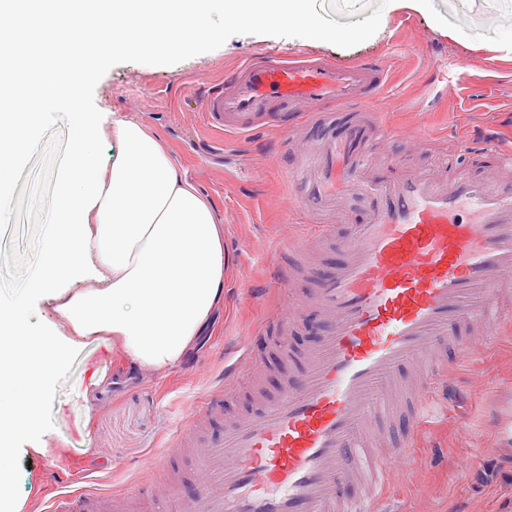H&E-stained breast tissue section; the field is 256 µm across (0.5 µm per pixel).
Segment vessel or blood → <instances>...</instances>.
<instances>
[{
	"instance_id": "b4317fda",
	"label": "vessel or blood",
	"mask_w": 512,
	"mask_h": 512,
	"mask_svg": "<svg viewBox=\"0 0 512 512\" xmlns=\"http://www.w3.org/2000/svg\"><path fill=\"white\" fill-rule=\"evenodd\" d=\"M386 71L379 61L256 56L206 99L211 121L226 131H249L257 113L282 110L321 123L315 151L290 180L300 208L345 213L348 233L344 260L309 299L326 334L306 354L300 381L230 423L199 455L191 495L163 484L179 512H372L391 462L368 447L365 432L407 394L424 422L427 387L448 373L442 350L458 351L456 331L468 324L492 335L512 294L511 181L367 168L368 144L386 133L362 106ZM331 104L348 116L340 139L322 123ZM353 197L364 201L361 212L348 210ZM411 361L421 364L412 385L397 375ZM96 508L95 497L66 492L53 512Z\"/></svg>"
}]
</instances>
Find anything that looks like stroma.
<instances>
[{"label": "stroma", "mask_w": 512, "mask_h": 512, "mask_svg": "<svg viewBox=\"0 0 512 512\" xmlns=\"http://www.w3.org/2000/svg\"><path fill=\"white\" fill-rule=\"evenodd\" d=\"M311 7L339 40L303 28L229 29L217 6L210 24L225 28L223 43L204 42L185 55L116 54L84 78L81 111L121 112L143 122L173 152L180 174L211 200L232 265L223 305L165 375L139 369L101 341L70 353L38 405L45 452L31 451L23 439L8 458L22 512H47L61 492L120 495L157 477L159 451L223 384L227 359L245 347L259 367L225 401L221 416L205 421L211 440L279 395L284 382L297 381L305 354L324 334L310 311L286 332L272 321L286 304L305 302L343 258L341 215L303 212L288 187L314 129L285 117L227 135L207 122L209 91L243 61L385 58L386 86L371 108L388 135L368 148L375 164L408 162L458 178L501 169L512 176V160L463 149L464 141L482 137L512 146V0H429L422 12L391 0H313ZM72 138L73 116L64 106L44 118L13 175L0 224L2 295L25 294L39 266ZM463 334L471 348L435 384L425 423L412 428L402 414L380 430V452L407 442L414 451L394 463L378 512H512V319L502 322L489 349L475 330Z\"/></svg>", "instance_id": "stroma-1"}]
</instances>
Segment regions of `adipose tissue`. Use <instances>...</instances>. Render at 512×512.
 <instances>
[{"mask_svg":"<svg viewBox=\"0 0 512 512\" xmlns=\"http://www.w3.org/2000/svg\"><path fill=\"white\" fill-rule=\"evenodd\" d=\"M211 0H39L33 9L0 0V213L12 172L41 130L45 113L80 97L84 77L106 57L145 50L190 53L211 28ZM237 25L303 27L322 34L311 0H224ZM55 28L66 33L72 68L43 75L30 91L13 38ZM117 151L101 165L96 143ZM49 243L27 294L0 299V457L38 427L37 405L52 368L90 336L111 341L133 365L158 375L178 364L224 300L229 254L211 203L178 173L171 152L139 120L77 111L69 161ZM93 278L97 288H81ZM53 304L43 329L30 298Z\"/></svg>","mask_w":512,"mask_h":512,"instance_id":"ef3b65f1","label":"adipose tissue"}]
</instances>
